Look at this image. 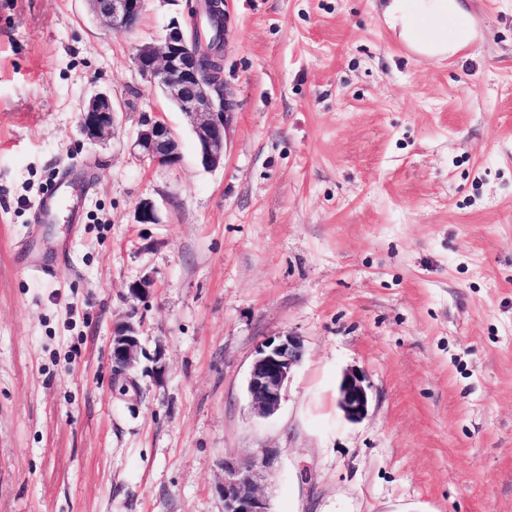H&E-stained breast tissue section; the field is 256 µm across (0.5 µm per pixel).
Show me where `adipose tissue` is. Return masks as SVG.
I'll list each match as a JSON object with an SVG mask.
<instances>
[{
    "label": "adipose tissue",
    "instance_id": "obj_1",
    "mask_svg": "<svg viewBox=\"0 0 512 512\" xmlns=\"http://www.w3.org/2000/svg\"><path fill=\"white\" fill-rule=\"evenodd\" d=\"M382 17L405 40L434 43L442 55L470 40L468 16L459 0H386Z\"/></svg>",
    "mask_w": 512,
    "mask_h": 512
}]
</instances>
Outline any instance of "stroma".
Segmentation results:
<instances>
[{"mask_svg":"<svg viewBox=\"0 0 512 512\" xmlns=\"http://www.w3.org/2000/svg\"><path fill=\"white\" fill-rule=\"evenodd\" d=\"M462 4L475 42L422 61L376 0H224L234 108L211 171L133 64L187 0L123 34L85 0H0V512H224V458L266 449L273 512H512V0ZM101 91L120 120L92 143L78 115ZM148 112L177 167L131 155ZM57 183L81 218L48 227ZM145 197L159 223H135ZM129 315L134 399L110 357ZM288 333L303 360L258 416L250 365ZM337 404L350 421H359L367 415L371 396L361 372L349 369L343 373L338 386Z\"/></svg>","mask_w":512,"mask_h":512,"instance_id":"obj_1","label":"stroma"}]
</instances>
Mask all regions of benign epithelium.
I'll return each mask as SVG.
<instances>
[{
    "instance_id": "benign-epithelium-1",
    "label": "benign epithelium",
    "mask_w": 512,
    "mask_h": 512,
    "mask_svg": "<svg viewBox=\"0 0 512 512\" xmlns=\"http://www.w3.org/2000/svg\"><path fill=\"white\" fill-rule=\"evenodd\" d=\"M93 17L118 34L132 30L146 9L147 0H86ZM223 62L203 44L194 42L190 21L174 19L166 27L160 44L146 42L136 48L134 63L141 77L158 88L166 98L187 115L196 136L197 157L209 170L224 166L232 93L224 91V101L214 94L205 61ZM84 135L100 142L112 137L116 125V109L112 98L94 94L78 116ZM133 154L155 166L173 167L181 162L179 141L162 113L145 115L133 135ZM139 224L159 223L154 200L141 199L135 207ZM142 351L141 336L131 321L112 328V365L117 375L128 380ZM304 346L297 336L286 334L261 343L251 364L247 394L251 409L267 417L280 406L282 392L294 369L301 363ZM337 404L350 421L363 419L371 405L364 375L354 369L345 371L338 386ZM273 455L267 450L257 458H224V482L218 492L224 500V512H271L270 503L253 481L257 464L269 465Z\"/></svg>"
}]
</instances>
